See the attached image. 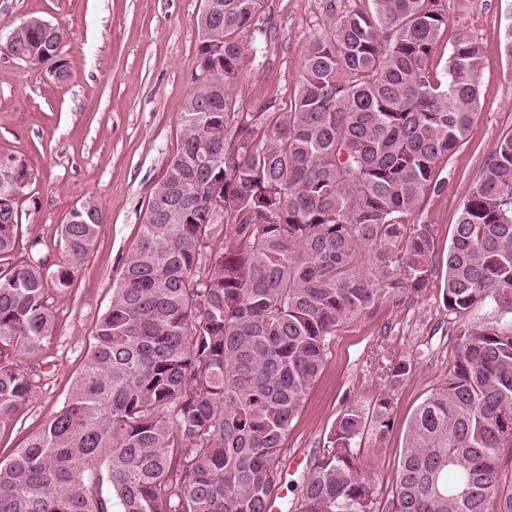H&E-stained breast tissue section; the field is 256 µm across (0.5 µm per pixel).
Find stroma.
<instances>
[{"mask_svg":"<svg viewBox=\"0 0 512 512\" xmlns=\"http://www.w3.org/2000/svg\"><path fill=\"white\" fill-rule=\"evenodd\" d=\"M440 5L448 25L425 63L430 77H443L458 33L477 40L483 57V106L469 138L440 162L438 188L403 218L409 228L433 226L441 263L470 187L496 142L512 133V58L504 51L512 0ZM366 7V0H264L255 26L268 37L226 88L236 111L273 126L294 101L310 45L330 34L342 14ZM200 8L201 0H0V38L8 24L29 17L65 31L66 82L56 80L50 64L0 53V146L24 155L38 173L32 200L20 206L13 262L35 256L49 271L64 267L73 276L71 288L53 296L52 338L15 358L33 393L0 427V461L62 407L112 300L119 259L136 244L151 192L180 144L179 114L196 90ZM91 195L104 222L91 249L76 255L63 245L62 226ZM36 237L41 245L34 251ZM442 288L435 277L421 294L382 303L337 329L323 373L279 451L271 495L278 512H292L316 451L346 405L373 403L387 391L394 395L392 430L382 441L366 438L360 454L382 491H391L406 421L448 376L457 322ZM400 359L411 362V372L392 388L383 369Z\"/></svg>","mask_w":512,"mask_h":512,"instance_id":"35a3bbf8","label":"stroma"}]
</instances>
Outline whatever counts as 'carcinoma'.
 Returning a JSON list of instances; mask_svg holds the SVG:
<instances>
[{"mask_svg":"<svg viewBox=\"0 0 512 512\" xmlns=\"http://www.w3.org/2000/svg\"><path fill=\"white\" fill-rule=\"evenodd\" d=\"M310 47L273 129L245 122L225 93L263 0H207L180 144L155 186L136 244L62 408L6 462L0 512H268L279 450L342 324L438 274L420 224L398 251L401 216L436 188L439 162L481 109L482 49L457 36L444 79L424 63L448 15L439 0H370ZM0 52L68 78L64 31L17 22ZM0 427L31 397L11 361L54 335L53 290L72 285L40 259L10 261L19 202L36 172L0 147ZM224 192V213L209 207ZM104 222L92 196L63 226L79 254ZM232 245L214 250L216 236ZM375 254L365 269V251ZM443 302L492 304L512 320V134L464 200L444 262ZM411 371L399 360L385 378ZM394 397L341 412L305 478L297 512H512V323L463 326L448 378L410 415L391 495L358 453L393 427Z\"/></svg>","mask_w":512,"mask_h":512,"instance_id":"carcinoma-1","label":"carcinoma"}]
</instances>
